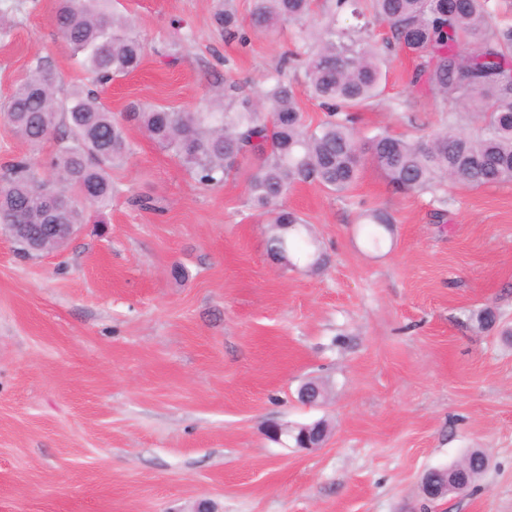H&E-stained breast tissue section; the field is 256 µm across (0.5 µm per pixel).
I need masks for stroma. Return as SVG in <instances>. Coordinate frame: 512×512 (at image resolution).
<instances>
[{
	"mask_svg": "<svg viewBox=\"0 0 512 512\" xmlns=\"http://www.w3.org/2000/svg\"><path fill=\"white\" fill-rule=\"evenodd\" d=\"M56 0H0V107L43 63L60 93L89 83L57 33ZM217 0H116L145 45L102 91L192 110L212 86L261 84L294 47L292 28L225 39ZM392 54L360 135L425 136L474 114L410 79ZM112 203L64 249L27 254L0 235V512H512V183L443 195L395 192L365 162L337 195L295 185L286 205L310 225L321 269L267 252L269 226L243 179L199 185L129 126ZM55 140L24 142L0 117V165L44 162ZM153 199L154 209L139 205ZM371 209L393 230L361 228ZM322 383L309 407L298 390ZM326 419L322 448L280 444L270 422ZM488 452L473 490L426 500L432 468ZM364 226H370L366 230L367 238L372 246H379L381 242L380 228L388 230L392 220L385 212L381 210H369L362 215Z\"/></svg>",
	"mask_w": 512,
	"mask_h": 512,
	"instance_id": "stroma-1",
	"label": "stroma"
}]
</instances>
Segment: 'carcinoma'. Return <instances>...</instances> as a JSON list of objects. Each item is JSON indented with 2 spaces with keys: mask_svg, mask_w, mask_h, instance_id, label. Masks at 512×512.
Instances as JSON below:
<instances>
[{
  "mask_svg": "<svg viewBox=\"0 0 512 512\" xmlns=\"http://www.w3.org/2000/svg\"><path fill=\"white\" fill-rule=\"evenodd\" d=\"M112 0H57L54 24L82 56L92 85L57 95L49 70L37 65L12 93L4 115L25 142L38 144L61 130L47 167L21 155L0 167V228L11 232L18 212L29 224L90 222V208L112 200L109 170L132 152L126 123L135 122L162 150L178 159L201 185L219 186L240 173L239 159L258 156L246 176L253 206L267 217L271 253H294L312 268L321 254L309 225L281 203L299 183L343 194L370 159L400 193L437 192L446 183L481 187L512 182V26L496 20V0H256L249 23L235 12H216L230 39L247 41L246 30L298 27L294 51L246 93L235 83L213 87L193 111L132 102L117 120L97 87L135 71L144 44L126 18L110 10ZM350 13L364 23L339 25ZM388 25L379 47L370 20ZM398 47L420 63L411 83L425 85L443 101L479 115L474 135L450 124L426 137H397L378 131L358 136L354 112L382 96L388 67L385 50ZM301 70L310 96L327 110L315 127L305 124L288 71ZM73 198L69 209L46 216L47 192ZM372 246L381 242L391 218L381 210L363 214Z\"/></svg>",
  "mask_w": 512,
  "mask_h": 512,
  "instance_id": "cac0c4a2",
  "label": "carcinoma"
}]
</instances>
